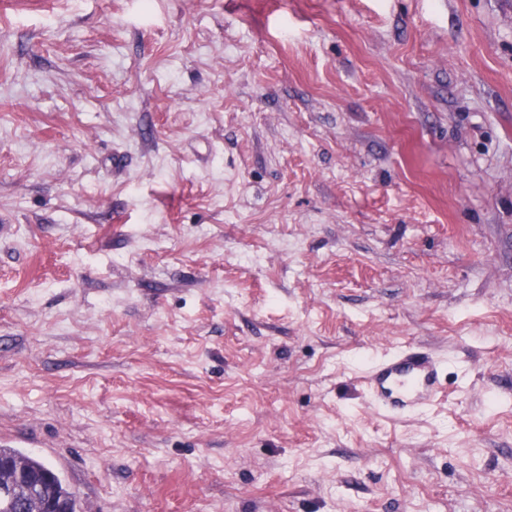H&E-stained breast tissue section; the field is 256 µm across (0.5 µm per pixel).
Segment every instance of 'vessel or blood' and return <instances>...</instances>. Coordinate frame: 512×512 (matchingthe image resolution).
Listing matches in <instances>:
<instances>
[{
    "instance_id": "vessel-or-blood-1",
    "label": "vessel or blood",
    "mask_w": 512,
    "mask_h": 512,
    "mask_svg": "<svg viewBox=\"0 0 512 512\" xmlns=\"http://www.w3.org/2000/svg\"><path fill=\"white\" fill-rule=\"evenodd\" d=\"M440 365V358L423 347L400 349L364 376L371 406L392 413H410L432 405L441 393Z\"/></svg>"
}]
</instances>
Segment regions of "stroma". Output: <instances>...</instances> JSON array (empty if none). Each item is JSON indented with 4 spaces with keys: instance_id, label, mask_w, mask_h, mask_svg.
Returning <instances> with one entry per match:
<instances>
[{
    "instance_id": "stroma-1",
    "label": "stroma",
    "mask_w": 512,
    "mask_h": 512,
    "mask_svg": "<svg viewBox=\"0 0 512 512\" xmlns=\"http://www.w3.org/2000/svg\"><path fill=\"white\" fill-rule=\"evenodd\" d=\"M1 438L80 512H512V0L0 11ZM441 359L421 346H406L375 365L363 383L370 405L392 413L420 411L432 405L442 393Z\"/></svg>"
}]
</instances>
